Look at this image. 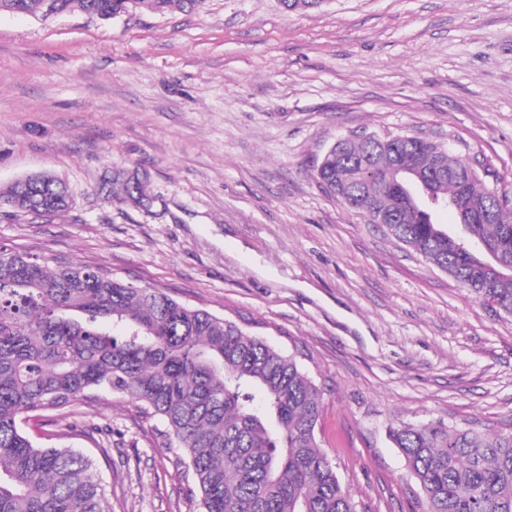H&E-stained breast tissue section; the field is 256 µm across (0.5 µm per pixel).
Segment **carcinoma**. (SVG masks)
I'll use <instances>...</instances> for the list:
<instances>
[{
  "instance_id": "carcinoma-1",
  "label": "carcinoma",
  "mask_w": 512,
  "mask_h": 512,
  "mask_svg": "<svg viewBox=\"0 0 512 512\" xmlns=\"http://www.w3.org/2000/svg\"><path fill=\"white\" fill-rule=\"evenodd\" d=\"M201 0H0V11L48 18L73 9L108 20L134 3L149 13ZM431 138L378 134L333 144L316 165L320 190L384 223L496 316L512 317V201L479 169ZM126 201H151L137 172L116 171ZM15 213L70 207L46 173L0 192ZM456 208L458 230L435 220ZM99 391L140 403L164 424L188 495L201 512H368L322 449L321 388L297 355L158 288L88 265L0 251V512H112L94 462L36 445L22 427ZM422 512H512V429L398 423L389 429Z\"/></svg>"
}]
</instances>
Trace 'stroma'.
<instances>
[{
  "label": "stroma",
  "instance_id": "1",
  "mask_svg": "<svg viewBox=\"0 0 512 512\" xmlns=\"http://www.w3.org/2000/svg\"><path fill=\"white\" fill-rule=\"evenodd\" d=\"M353 132L424 134L512 196V0H202L102 20L0 12V189L47 171L70 208L0 205V250L103 268L302 352L322 447L371 512H412L392 425L512 424V318L494 317L315 165ZM147 174L148 208L103 189ZM35 443L93 459L112 512H199L159 420L103 393Z\"/></svg>",
  "mask_w": 512,
  "mask_h": 512
}]
</instances>
